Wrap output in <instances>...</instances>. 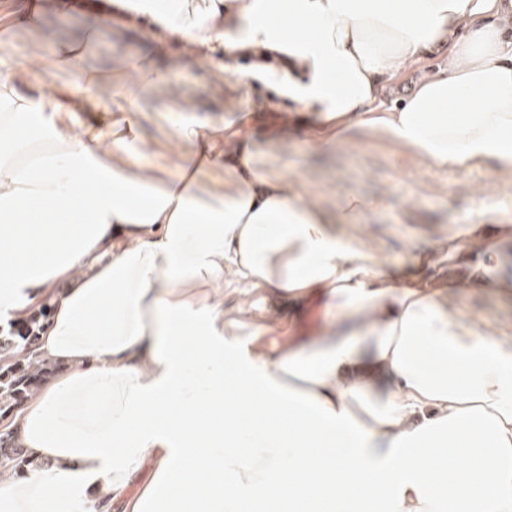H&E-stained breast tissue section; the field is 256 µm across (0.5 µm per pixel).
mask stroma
I'll use <instances>...</instances> for the list:
<instances>
[{"instance_id": "stroma-1", "label": "stroma", "mask_w": 512, "mask_h": 512, "mask_svg": "<svg viewBox=\"0 0 512 512\" xmlns=\"http://www.w3.org/2000/svg\"><path fill=\"white\" fill-rule=\"evenodd\" d=\"M107 5L108 0H87L86 7L65 14L49 8L41 29L0 26V37L47 56L53 37L82 38L98 10ZM130 56L152 60L149 40L121 29L100 30L90 62L106 76L102 99H110L113 83L124 79V62ZM161 65L168 73V85L162 95L142 99L144 114L137 128L151 145L147 161L152 167L173 173L180 163L169 148L172 129L161 118L169 102H188L228 123L251 116L250 133L261 166L298 181L330 215L345 196L382 199V208L360 219L375 255L396 274L448 280L454 287L451 303L460 317L497 335L512 336L511 297L459 287V280L468 274L463 263L451 261L433 268L419 266L416 260L418 252L434 241L466 231L470 225L490 230L512 225V176L495 178L481 167L437 168L360 128L352 130L345 143L314 151L306 142L311 115L297 111L295 127H282L275 113L260 106L268 94L263 85L247 88L235 78L201 69L185 49L162 58Z\"/></svg>"}]
</instances>
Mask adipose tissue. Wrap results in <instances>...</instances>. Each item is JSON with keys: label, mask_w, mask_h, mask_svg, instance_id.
Listing matches in <instances>:
<instances>
[{"label": "adipose tissue", "mask_w": 512, "mask_h": 512, "mask_svg": "<svg viewBox=\"0 0 512 512\" xmlns=\"http://www.w3.org/2000/svg\"><path fill=\"white\" fill-rule=\"evenodd\" d=\"M105 21L316 113L312 148L362 127L437 167L512 173V0H112ZM441 46L447 67L385 106ZM88 48L0 40V323L49 300L38 347L67 367L15 423L44 467L0 484V512H512V336L347 236L377 201L328 218L177 102L170 147L197 170L158 177L135 95L166 74L130 58L138 80L106 104ZM51 72L69 77L54 93ZM477 238L496 274L473 282L512 295L496 237L437 253L468 259ZM315 298L324 324L290 337L282 305ZM422 72V69L409 70L399 82L385 85L381 91L383 100L394 102L409 96L419 82Z\"/></svg>", "instance_id": "adipose-tissue-1"}]
</instances>
